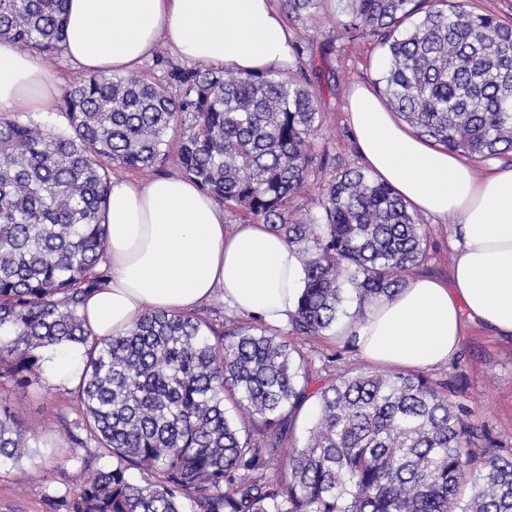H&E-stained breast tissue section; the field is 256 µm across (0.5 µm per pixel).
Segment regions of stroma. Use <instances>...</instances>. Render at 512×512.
Segmentation results:
<instances>
[{
    "instance_id": "1",
    "label": "stroma",
    "mask_w": 512,
    "mask_h": 512,
    "mask_svg": "<svg viewBox=\"0 0 512 512\" xmlns=\"http://www.w3.org/2000/svg\"><path fill=\"white\" fill-rule=\"evenodd\" d=\"M342 0H322L311 18L291 22L301 54L293 72L306 76L318 93L321 124L314 137L315 161L325 172L313 173L295 195L290 209L305 220L319 212L318 200L329 172L363 169L364 164L348 122L345 107L353 83L375 81L382 50L370 37H350L342 23ZM429 240L427 258L414 273L449 282L454 264L450 225L421 217ZM294 344L304 357V367L319 384L331 382L343 372L372 370L349 333L338 330L317 337H298ZM436 382H448L452 405L463 407L470 423L478 426L499 446L512 448V341L495 336L478 324L466 323L458 353L448 363L428 372ZM77 383L57 376L44 363L41 376L29 386H17L0 378V405L8 407L27 431L37 437L27 456L0 462V512H46L44 496L54 489L82 483L91 469L112 463L105 449H97L91 464H83V448L71 435L82 420L76 396Z\"/></svg>"
}]
</instances>
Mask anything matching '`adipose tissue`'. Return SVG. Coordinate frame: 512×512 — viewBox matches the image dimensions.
I'll list each match as a JSON object with an SVG mask.
<instances>
[{"label":"adipose tissue","mask_w":512,"mask_h":512,"mask_svg":"<svg viewBox=\"0 0 512 512\" xmlns=\"http://www.w3.org/2000/svg\"><path fill=\"white\" fill-rule=\"evenodd\" d=\"M184 60L242 74L287 68L293 35L273 0H68L65 56L82 72L138 69L158 46ZM60 83L39 54L0 40V112L25 103L54 111ZM349 120L364 165L408 208L452 225L450 284L409 279L371 307L356 343L372 363L428 370L459 350L465 322L512 337V169L478 171L399 121L377 88L355 85ZM107 281L80 314L112 336L146 309L189 313L223 291L238 314L286 326L303 286L301 263L261 223L226 229L224 213L195 182L171 175L113 181L105 213Z\"/></svg>","instance_id":"1"}]
</instances>
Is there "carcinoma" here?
Listing matches in <instances>:
<instances>
[{
  "mask_svg": "<svg viewBox=\"0 0 512 512\" xmlns=\"http://www.w3.org/2000/svg\"><path fill=\"white\" fill-rule=\"evenodd\" d=\"M65 4L0 0V38L60 52ZM283 5L300 21L321 0ZM342 26L384 48L378 90L420 135L476 159L512 151L511 25L464 0H345ZM61 108L68 133L0 119V375L25 386L44 351L84 347L78 403L112 465L47 494L49 512H512V448L472 455L476 428L446 383L345 372L312 391L296 349L256 317L217 329L149 308L118 336L84 327L83 298L106 282L112 169H147L175 140L187 178L297 252L291 334L322 336L346 319L355 337L367 309L405 286L428 238L389 185L346 170L328 180L318 217L288 210L321 119L306 78L203 65L161 78L92 74L63 89ZM312 398L307 440L281 455L283 428ZM31 440L0 407V459L21 458Z\"/></svg>",
  "mask_w": 512,
  "mask_h": 512,
  "instance_id": "1",
  "label": "carcinoma"
}]
</instances>
